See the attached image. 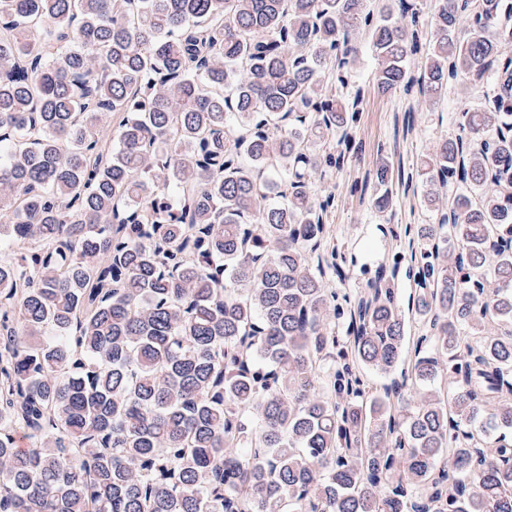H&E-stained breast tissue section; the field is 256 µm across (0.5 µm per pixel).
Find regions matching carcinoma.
<instances>
[{
	"label": "carcinoma",
	"mask_w": 512,
	"mask_h": 512,
	"mask_svg": "<svg viewBox=\"0 0 512 512\" xmlns=\"http://www.w3.org/2000/svg\"><path fill=\"white\" fill-rule=\"evenodd\" d=\"M366 2L0 0V512H512V0ZM362 36L490 95L354 291Z\"/></svg>",
	"instance_id": "obj_1"
}]
</instances>
